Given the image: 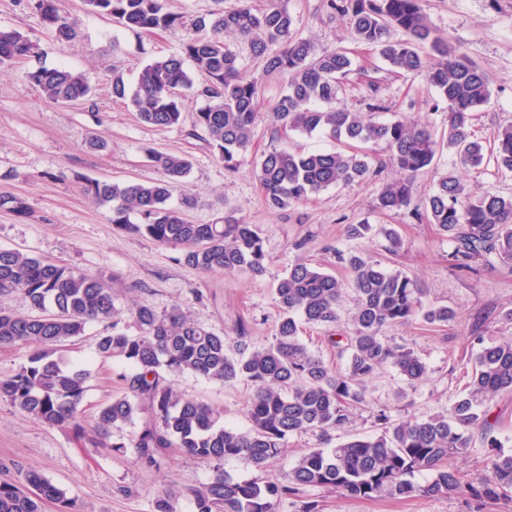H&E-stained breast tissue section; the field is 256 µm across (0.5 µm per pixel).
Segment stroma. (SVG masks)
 <instances>
[{
	"label": "stroma",
	"mask_w": 512,
	"mask_h": 512,
	"mask_svg": "<svg viewBox=\"0 0 512 512\" xmlns=\"http://www.w3.org/2000/svg\"><path fill=\"white\" fill-rule=\"evenodd\" d=\"M281 3L293 16L298 35L317 51L351 52L353 70L339 94L350 111L367 122L400 118L428 126L438 136L446 133L448 109L426 73L391 71L375 49L354 42L347 17L324 11L323 0ZM60 7L79 30L76 39L63 45L46 35L27 0H0V29L19 30L39 45L37 56L0 66V196L21 198L26 206L22 217L0 208V247L105 276L117 296L120 326L128 332L136 330L128 314L133 303L160 312L179 305L194 321L227 336L232 352L237 349L234 326L240 321L248 327V343L272 340L280 318L273 284L297 263L332 272L335 249H356L387 269L407 274L424 289L426 302L448 306L455 317L444 325L416 321L384 329L388 340L418 352L428 376L411 386L394 369L379 371L369 385L367 405L345 430L336 432L339 441L376 433L375 416L381 410L394 420L444 412L468 381L470 334L482 335L490 344L512 339V321L504 317L512 310V267L475 273L453 269L448 263L453 244L435 225L417 221L405 209L388 214L376 210L383 182L398 176L386 163L383 145L370 147L373 162L383 165L380 174L328 188L281 211L268 208L256 175L263 152L275 147L330 150L334 143L319 134L275 129L270 112L285 94L288 79H261L246 42L232 36L224 39L238 55L242 75L261 80L251 147L236 169L229 170L203 133L194 130L202 99L183 95L180 124L157 129L112 98L113 72L135 84L145 64L179 52L185 28L140 33L89 12L83 0H60ZM423 8L448 42L489 75L491 95L475 112L472 133L475 139L490 142L499 128L512 124V0H423ZM60 66L84 75L92 89L88 100L68 106L47 102L25 76L29 70ZM373 83L384 104L379 111L366 106ZM94 137L104 141V148L90 147ZM149 148L188 155L192 169L182 191L174 192L169 203L176 207L183 195L196 197V205L185 212L189 221L209 224L232 216L255 226L267 255L264 275L208 273L187 265L179 249L117 229L109 207L86 195L89 179H160V171L145 157ZM361 222L394 227L402 239L399 253L388 254L379 235L349 239L347 226ZM106 328L103 322L88 323L66 353L72 363L91 372L80 407L81 423L88 430L96 422L99 405L122 391L124 364L100 360L95 353L96 340ZM176 386L186 396L218 408L225 422L247 427L246 406L253 389L246 382L222 384L184 374L177 377ZM133 431L130 425L113 429L110 446L97 445L70 429L46 426L0 398V479L20 481L27 472H38L64 489L79 512H153L154 498L171 488L179 494L177 512H195L191 491L208 482L211 467L180 448L172 450L161 468L140 466L124 446ZM314 500L321 512H471L463 493L363 500L317 487L283 499L278 512H301L303 502Z\"/></svg>",
	"instance_id": "stroma-1"
}]
</instances>
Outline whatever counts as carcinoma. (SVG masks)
<instances>
[{
	"instance_id": "obj_1",
	"label": "carcinoma",
	"mask_w": 512,
	"mask_h": 512,
	"mask_svg": "<svg viewBox=\"0 0 512 512\" xmlns=\"http://www.w3.org/2000/svg\"><path fill=\"white\" fill-rule=\"evenodd\" d=\"M423 0H324L331 14L349 18L359 43L378 49L380 57L400 74L427 71L428 80L448 108L446 138L402 119L365 122L339 99L341 81L352 71L350 52L334 49L316 53L297 36L287 8L270 0L263 10L248 6L221 10L191 23L194 35L177 54L157 58L141 69L129 89L120 74L112 77V96L127 100L138 119L160 129L181 122V92L205 101L194 127L206 134L224 166L232 169L247 151L256 118L260 82L240 76L237 54L226 48L224 36L248 43L261 64L262 75H287L288 89L271 116L276 129L319 133L335 141L336 150L290 151L273 148L258 164V179L268 206L274 210L302 203L331 186L349 184L370 174L369 143L384 145L388 160L402 177L383 184L376 201L382 213L408 207L414 179L433 166L441 147L454 152V168L439 176L425 196L424 217L455 243L450 265L476 271L499 263L512 265V196L491 191L471 200L467 172L481 166L483 144L473 138V114L491 95L483 70L455 53L424 13ZM98 14L124 27L145 32L184 26L166 0H84ZM35 11L46 31L61 44L77 36V27L59 7V0H40ZM403 33L396 40L393 34ZM38 45L17 30L0 29V64L26 60ZM437 58L428 66V58ZM206 76L194 83L185 61ZM26 78L45 99L68 104L87 98L85 77L67 68H38ZM148 160L163 178L150 183L122 184L90 180L87 195L111 205L112 224L161 245L181 250L183 261L206 272L261 276L267 256L263 239L250 224L224 219L194 224L184 209L195 199L183 195L181 207L168 205L191 169L185 154L149 149ZM492 157L497 168L512 172V126L494 137ZM337 262L350 282L309 263L296 264L275 284L282 316L267 345L239 343L238 353L226 351L227 337L194 321L174 306L158 312L135 303L130 308L134 333L118 328L116 296L102 275L88 276L17 249L0 247V293L17 295L28 307L24 315L0 310V347L26 344L28 362L0 377V396L50 427L69 428L80 436V406L87 391L89 369L71 364L62 346L84 333L91 321H112L111 331L98 337L96 355L122 361L123 393L98 410L94 437L141 421L129 443L138 464L161 465L172 448H182L212 466L211 480L191 491L196 512H278L279 502L316 486L359 499L433 497L465 492L473 512L487 501L512 503V452L489 436V404L512 393V339L477 348L466 392L448 413L424 419L396 421L384 411L376 415L378 431L350 438L334 448H309L281 479L258 476L235 479L224 472V461L238 460L264 472L282 453L288 437L315 433L328 442L344 428L353 411L367 404L368 382L384 367L396 369L410 385L428 375L426 363L413 348L390 342L384 328L418 319L446 324L454 312L446 305H427L423 289L401 271L356 250H336ZM351 287L353 331L336 344L347 357L344 370L330 367L299 338L304 322L330 328L338 322L345 288ZM192 373L212 381L249 383L248 427L224 424L223 413L186 397L175 378ZM480 431L488 442L487 475L477 484L459 470L455 460L467 453L471 434ZM30 489L0 481V512H42L45 503L60 512H76L66 492L41 475L25 477ZM176 493L157 495L154 512H177Z\"/></svg>"
}]
</instances>
